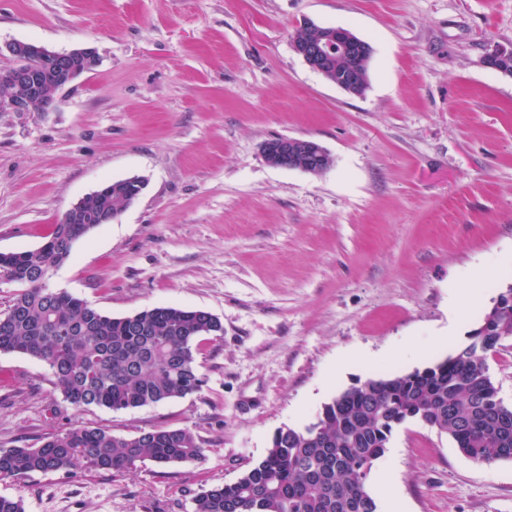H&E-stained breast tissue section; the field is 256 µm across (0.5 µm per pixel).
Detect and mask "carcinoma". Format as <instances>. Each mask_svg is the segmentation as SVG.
Returning a JSON list of instances; mask_svg holds the SVG:
<instances>
[{
  "instance_id": "1",
  "label": "carcinoma",
  "mask_w": 512,
  "mask_h": 512,
  "mask_svg": "<svg viewBox=\"0 0 512 512\" xmlns=\"http://www.w3.org/2000/svg\"><path fill=\"white\" fill-rule=\"evenodd\" d=\"M134 185L109 183L87 201L94 211L118 212ZM90 224L62 219L37 249L0 254V269L20 286L0 312V353H21L49 366L54 385L74 408L128 410L183 398L203 379L201 341L224 335L219 318L202 310L158 306L112 317L66 291L48 287ZM512 339V287L501 292L481 327L455 354L405 375L370 378L325 404L317 421L279 429L266 456L235 482L202 488L193 512H378L367 480L393 429L419 420L448 435L479 463L512 461V405L499 399L488 354ZM208 449L187 428L162 426L116 437L75 424L50 431L36 448H0V480L82 467L130 472L157 465L202 462Z\"/></svg>"
}]
</instances>
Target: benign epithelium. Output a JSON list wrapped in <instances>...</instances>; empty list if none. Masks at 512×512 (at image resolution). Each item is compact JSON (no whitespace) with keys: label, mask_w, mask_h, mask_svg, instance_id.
Returning <instances> with one entry per match:
<instances>
[{"label":"benign epithelium","mask_w":512,"mask_h":512,"mask_svg":"<svg viewBox=\"0 0 512 512\" xmlns=\"http://www.w3.org/2000/svg\"><path fill=\"white\" fill-rule=\"evenodd\" d=\"M304 27L314 31L313 37L293 41L295 53L314 72L339 88L352 93L358 88L357 75L351 71L329 74L332 55L362 57L368 49L367 41L350 31L333 26H321L311 22ZM13 57L12 66L0 69V112H39L45 103L54 101V94L67 87L76 78L93 70L98 56L93 48L80 47L57 52L47 47L17 41L9 45ZM50 60L54 65V78L43 80L38 62ZM262 154L265 162L275 168L296 169L318 173L332 166V158L317 141L305 138L278 137L264 143ZM106 184L80 197L66 212L71 224H111L118 215L106 213L89 218L85 213L88 198L101 193Z\"/></svg>","instance_id":"1"}]
</instances>
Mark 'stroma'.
<instances>
[{
	"label": "stroma",
	"instance_id": "1",
	"mask_svg": "<svg viewBox=\"0 0 512 512\" xmlns=\"http://www.w3.org/2000/svg\"><path fill=\"white\" fill-rule=\"evenodd\" d=\"M373 47L350 95L293 49L303 21ZM16 41L91 47L99 61L47 112H0V252L33 250L101 183L146 187L73 248L53 288L120 317L203 309L201 389L130 410L69 405L48 366L0 353V448L75 424L129 437L189 428L204 462L0 481L26 512H193L281 428L375 373L431 366L466 344L512 287V0H0V68ZM310 138L320 174L266 164ZM478 284L482 301L471 302ZM435 336L442 345H432ZM378 512H512V461L481 464L417 420L396 427ZM265 162L275 168L318 173L332 166V158L317 141L305 138L278 137L264 143Z\"/></svg>",
	"mask_w": 512,
	"mask_h": 512
}]
</instances>
